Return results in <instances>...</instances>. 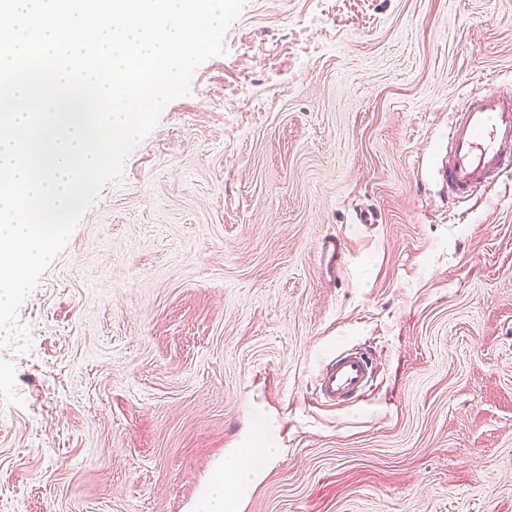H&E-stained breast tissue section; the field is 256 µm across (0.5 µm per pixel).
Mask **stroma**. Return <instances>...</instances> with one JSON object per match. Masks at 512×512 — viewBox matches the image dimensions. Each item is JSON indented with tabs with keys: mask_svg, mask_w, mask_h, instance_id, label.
<instances>
[{
	"mask_svg": "<svg viewBox=\"0 0 512 512\" xmlns=\"http://www.w3.org/2000/svg\"><path fill=\"white\" fill-rule=\"evenodd\" d=\"M223 45L18 309L0 512H193L260 446L237 512H512V176L434 179L452 108L512 87V0H246ZM351 347L366 400L313 399ZM341 241L337 237H328L321 244V260L327 273L339 274L341 272L342 257ZM246 457L240 453L226 455L219 463L215 475L200 497L196 512H232L233 500L229 489L248 486L257 472L256 462L265 461L277 448H245ZM249 462V463H247Z\"/></svg>",
	"mask_w": 512,
	"mask_h": 512,
	"instance_id": "35a3bbf8",
	"label": "stroma"
}]
</instances>
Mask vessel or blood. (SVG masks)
<instances>
[{
    "mask_svg": "<svg viewBox=\"0 0 512 512\" xmlns=\"http://www.w3.org/2000/svg\"><path fill=\"white\" fill-rule=\"evenodd\" d=\"M446 155L437 169L450 204L467 201L512 174V94L489 89L465 95L448 122ZM326 272L341 271V241L325 238ZM377 371L372 354L358 349L337 353L316 377V395L332 406L364 400Z\"/></svg>",
    "mask_w": 512,
    "mask_h": 512,
    "instance_id": "1",
    "label": "vessel or blood"
}]
</instances>
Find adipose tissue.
<instances>
[{"label": "adipose tissue", "instance_id": "ef3b65f1", "mask_svg": "<svg viewBox=\"0 0 512 512\" xmlns=\"http://www.w3.org/2000/svg\"><path fill=\"white\" fill-rule=\"evenodd\" d=\"M271 454L268 448H250L242 455L237 453L225 456L200 497L196 512H233L230 490L248 486L257 471V462L266 460Z\"/></svg>", "mask_w": 512, "mask_h": 512}]
</instances>
